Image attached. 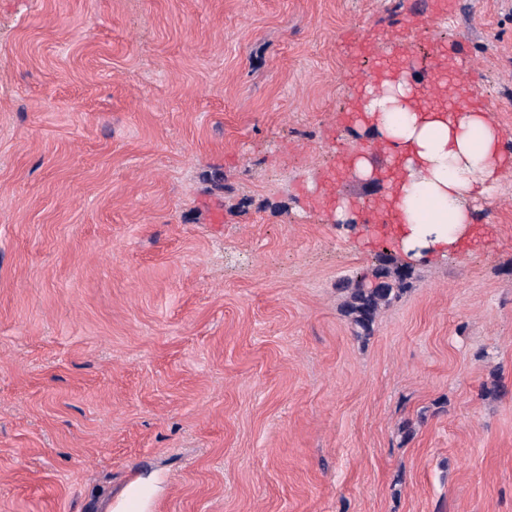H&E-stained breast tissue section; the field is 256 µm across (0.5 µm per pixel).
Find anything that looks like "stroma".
I'll list each match as a JSON object with an SVG mask.
<instances>
[{
	"label": "stroma",
	"mask_w": 512,
	"mask_h": 512,
	"mask_svg": "<svg viewBox=\"0 0 512 512\" xmlns=\"http://www.w3.org/2000/svg\"><path fill=\"white\" fill-rule=\"evenodd\" d=\"M398 49L512 154V0H0V512H512V180L340 311ZM375 283L365 287L360 281L347 280L343 288L344 316L356 329L358 336H369L380 310L398 299L413 286V271L408 265H397L389 257L378 259Z\"/></svg>",
	"instance_id": "1"
}]
</instances>
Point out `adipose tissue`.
<instances>
[{
  "label": "adipose tissue",
  "mask_w": 512,
  "mask_h": 512,
  "mask_svg": "<svg viewBox=\"0 0 512 512\" xmlns=\"http://www.w3.org/2000/svg\"><path fill=\"white\" fill-rule=\"evenodd\" d=\"M407 80L369 90L362 107L379 114L382 136L407 149L406 181L397 208L404 233L401 246L409 258L420 250L450 251L469 232L474 219L469 200L486 183L512 178V161L502 151V131L486 110H463L457 117L433 111L422 115L403 101Z\"/></svg>",
  "instance_id": "adipose-tissue-1"
}]
</instances>
